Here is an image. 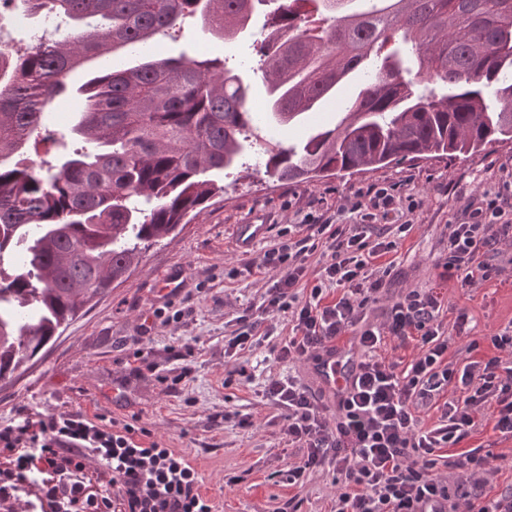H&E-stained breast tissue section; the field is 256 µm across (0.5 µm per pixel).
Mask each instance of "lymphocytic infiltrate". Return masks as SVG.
Masks as SVG:
<instances>
[{
    "mask_svg": "<svg viewBox=\"0 0 512 512\" xmlns=\"http://www.w3.org/2000/svg\"><path fill=\"white\" fill-rule=\"evenodd\" d=\"M414 197L399 186L375 184L358 192L353 220L306 216L297 234L254 259L244 271L282 269L261 304L264 313L284 315L292 335L277 351L281 362L337 357L336 411L327 414L316 397L293 378L273 376L265 393L282 411V433L303 449L288 482L303 484L310 471L330 466L336 473L334 512H457L447 482L434 469L435 455L453 448L491 410L494 429L512 438V324L490 336L488 353L478 341L469 351L480 360L456 371L448 366V338L440 319L442 300L434 290L412 289L393 303L380 325L366 311L377 302L392 273L383 259L409 232ZM387 226L388 234L378 233ZM325 249L318 284L308 298L296 289L307 276L313 245ZM512 250V173L501 189L480 195L463 216L448 225V255L443 269L461 287L493 279L512 282V269L496 264ZM339 295L324 301V290ZM353 335L361 351L355 365L342 363L340 342ZM417 340L420 351L407 366L382 356L386 341ZM462 386L457 400L444 402L441 426L424 429L417 411L449 383ZM130 423L99 426L83 415L23 417L0 426V512H14L27 484L38 488L39 512H213L200 490L201 480L184 456L153 441L142 444ZM102 467L90 470L87 457Z\"/></svg>",
    "mask_w": 512,
    "mask_h": 512,
    "instance_id": "1",
    "label": "lymphocytic infiltrate"
}]
</instances>
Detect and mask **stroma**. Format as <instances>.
Returning a JSON list of instances; mask_svg holds the SVG:
<instances>
[{
    "mask_svg": "<svg viewBox=\"0 0 512 512\" xmlns=\"http://www.w3.org/2000/svg\"><path fill=\"white\" fill-rule=\"evenodd\" d=\"M273 10L270 4L260 6L249 28L231 42L206 37L190 22L183 39H163L158 50L175 55L189 45H204L211 55L248 60L242 77L250 86L254 109L264 111L259 48L263 33L272 28ZM341 118L335 105L326 104L276 130L258 125L253 143L258 148L271 140L297 143L318 129L334 127ZM505 169L512 171V143L456 160L405 161L374 173L308 183L272 181L253 157H244L242 166L225 176L223 193L190 223L143 250L126 282L96 297L42 359L0 385V425L21 411L44 418L80 412L92 420H131L192 462L202 477V492L217 512H283L294 496L299 499L297 512H331L333 472L317 471L301 488L289 485L288 471L302 452L289 447L281 435V411L264 388L269 375L288 374L328 408L334 405L332 390L313 363L276 361L273 347L287 340L291 329L286 317L260 313L259 307L280 274L239 273L241 260L262 255L304 214L332 215L344 223L347 215L336 208L353 199L358 189L401 184L421 206L412 216L411 231L389 255L390 283L369 308L368 319L382 322L387 307L407 290L435 289L443 298L445 328H452L457 309L471 317L469 334L453 337L448 350L449 362L464 366L470 360V341L512 323V285L491 280L463 288L443 277L448 222L469 197L497 188ZM237 224H263L267 232L243 252L232 240ZM169 275L180 283L177 294L160 286L161 278ZM185 307L190 315L177 317V310ZM247 308L257 312L255 334L261 342L226 357L232 321ZM145 326L150 329L146 336L141 333ZM141 335L146 338L144 355L137 359L132 340ZM189 346L194 349L190 355L185 352ZM237 365L245 367V376L225 385L228 371ZM244 415L251 417L252 427L238 426ZM493 425L491 413H481L459 444L463 451L481 447L489 453L495 473L486 483L461 482L460 469L444 460L437 464L436 475L447 480L459 505L512 492V439L500 437ZM228 475L237 477L235 486H225Z\"/></svg>",
    "mask_w": 512,
    "mask_h": 512,
    "instance_id": "35a3bbf8",
    "label": "stroma"
}]
</instances>
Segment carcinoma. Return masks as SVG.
Masks as SVG:
<instances>
[{
	"label": "carcinoma",
	"mask_w": 512,
	"mask_h": 512,
	"mask_svg": "<svg viewBox=\"0 0 512 512\" xmlns=\"http://www.w3.org/2000/svg\"><path fill=\"white\" fill-rule=\"evenodd\" d=\"M55 23L23 57L0 48V382H9L96 296L126 281L143 250L190 222L238 166L258 123L249 87L205 53L144 56L133 68L69 83L84 60L177 38L186 19L235 39L264 0H9ZM283 0L285 32L262 44L266 124L286 126L360 90L333 128L264 151L280 183L373 172L512 142V0ZM84 102L71 127L81 147L58 167L25 154L56 98Z\"/></svg>",
	"instance_id": "1"
}]
</instances>
